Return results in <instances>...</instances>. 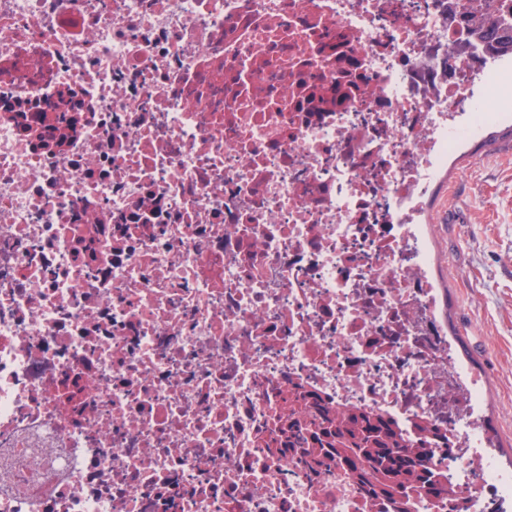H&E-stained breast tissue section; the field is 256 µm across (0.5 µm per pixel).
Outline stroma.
Wrapping results in <instances>:
<instances>
[{
    "label": "stroma",
    "instance_id": "1",
    "mask_svg": "<svg viewBox=\"0 0 512 512\" xmlns=\"http://www.w3.org/2000/svg\"><path fill=\"white\" fill-rule=\"evenodd\" d=\"M444 319L483 383L499 458L512 464V129L489 128L428 202Z\"/></svg>",
    "mask_w": 512,
    "mask_h": 512
}]
</instances>
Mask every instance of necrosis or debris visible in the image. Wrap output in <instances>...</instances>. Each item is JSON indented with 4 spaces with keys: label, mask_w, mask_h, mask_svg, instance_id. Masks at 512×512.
<instances>
[{
    "label": "necrosis or debris",
    "mask_w": 512,
    "mask_h": 512,
    "mask_svg": "<svg viewBox=\"0 0 512 512\" xmlns=\"http://www.w3.org/2000/svg\"><path fill=\"white\" fill-rule=\"evenodd\" d=\"M448 0H0V512H512L429 190L512 56Z\"/></svg>",
    "instance_id": "4bbe7bcc"
}]
</instances>
